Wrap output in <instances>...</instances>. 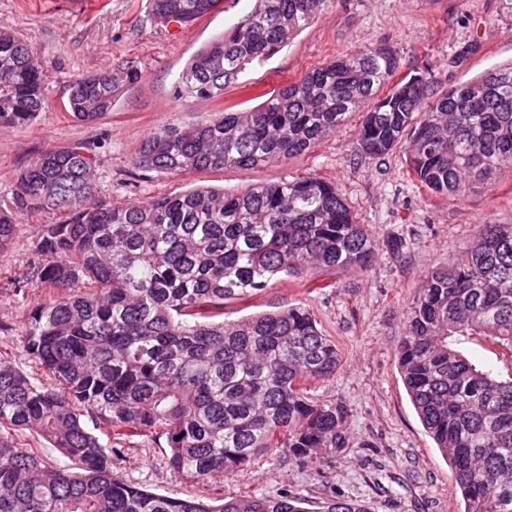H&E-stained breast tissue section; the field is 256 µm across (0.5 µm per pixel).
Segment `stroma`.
<instances>
[{"label": "stroma", "instance_id": "stroma-1", "mask_svg": "<svg viewBox=\"0 0 512 512\" xmlns=\"http://www.w3.org/2000/svg\"><path fill=\"white\" fill-rule=\"evenodd\" d=\"M251 4L222 0L184 28L155 22L149 0H86L81 8L69 0H0V28L14 30L32 46L47 100L46 111L28 124L0 125V203L9 202L20 172L44 151L76 143L95 159V199L113 205L305 174L336 184L375 240L369 265L276 281L247 301H231L226 310L244 317L297 302L310 309L335 341L341 368L307 389L315 401L347 410L346 447L301 463L261 455L234 473L192 481L170 471L164 439L133 436L113 442L112 469L152 492L214 504L237 495L284 493L303 499L307 512H323L326 503L340 499L367 512H463L453 473L402 383L397 345L425 275L456 258L479 225L512 224V177L463 197L432 194L410 173L403 149L381 161L360 156L356 112L307 152L260 168L175 176L139 169L133 157L161 127L197 123L225 108L249 110L256 96L297 81L335 55L381 43L398 52L399 77L425 75L439 89L469 80L512 60V0H328L312 24L277 54L249 67L222 98H178L175 84L187 61ZM129 69L139 78L123 87L112 112L92 123L68 112L76 79ZM61 219L57 212L18 215L15 243L0 252V361L44 385L52 378L27 353L25 332L31 308L47 293L20 281L43 225ZM394 237L406 241L402 255L388 247ZM458 347L477 366L503 379L512 376V360L482 337L460 338Z\"/></svg>", "mask_w": 512, "mask_h": 512}]
</instances>
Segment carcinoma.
Wrapping results in <instances>:
<instances>
[{
  "instance_id": "carcinoma-1",
  "label": "carcinoma",
  "mask_w": 512,
  "mask_h": 512,
  "mask_svg": "<svg viewBox=\"0 0 512 512\" xmlns=\"http://www.w3.org/2000/svg\"><path fill=\"white\" fill-rule=\"evenodd\" d=\"M219 2L150 5L155 20L190 26ZM326 2L255 0L193 55L176 96H223ZM400 66L389 46L341 53L247 111L158 129L134 165L171 175L256 168L305 152L362 108L360 154L380 160L408 142L407 166L432 193L464 196L512 176V61L438 91L421 75L393 81ZM138 78L84 75L70 87L69 112L92 122ZM44 109L40 61L0 28V124H26ZM94 164L81 143L46 152L18 177L11 206H0V252L14 242V215L67 213L43 225L27 274L52 292L31 310L26 339L55 385L0 362V512H304L286 494L213 506L150 492L114 474L112 449L82 417L95 414L115 439L158 434L174 476L199 481L260 453L301 462L344 447L348 413L305 387L341 365L310 310L226 321L224 302L282 276L365 268L371 236L336 186L315 175L112 206L93 198ZM455 336H482L512 355V224L481 225L458 259L427 273L397 347L407 394L465 512H512V377L478 368ZM12 430L38 433L76 469L45 466Z\"/></svg>"
}]
</instances>
